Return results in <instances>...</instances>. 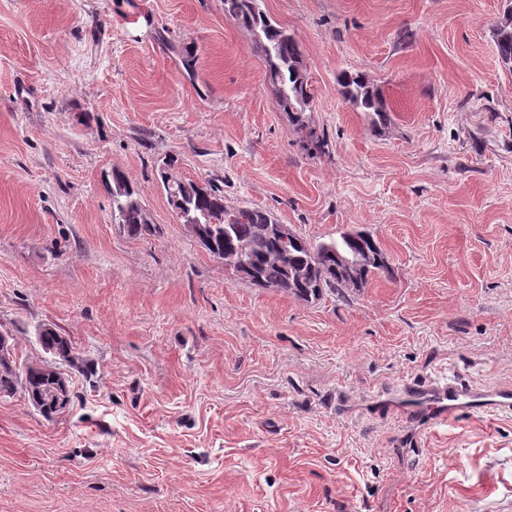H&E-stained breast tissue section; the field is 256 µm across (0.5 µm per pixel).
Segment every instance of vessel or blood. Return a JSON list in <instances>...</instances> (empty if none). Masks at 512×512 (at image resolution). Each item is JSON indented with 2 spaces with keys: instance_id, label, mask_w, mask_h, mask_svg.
Masks as SVG:
<instances>
[{
  "instance_id": "b4317fda",
  "label": "vessel or blood",
  "mask_w": 512,
  "mask_h": 512,
  "mask_svg": "<svg viewBox=\"0 0 512 512\" xmlns=\"http://www.w3.org/2000/svg\"><path fill=\"white\" fill-rule=\"evenodd\" d=\"M406 410L423 426L433 429L451 423L461 411L512 413V391L477 392L453 384L422 390H405L401 396Z\"/></svg>"
}]
</instances>
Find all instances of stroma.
Here are the masks:
<instances>
[{"label": "stroma", "instance_id": "35a3bbf8", "mask_svg": "<svg viewBox=\"0 0 512 512\" xmlns=\"http://www.w3.org/2000/svg\"><path fill=\"white\" fill-rule=\"evenodd\" d=\"M258 5L300 45L326 155L224 0H0V324L71 397L51 420L0 399V512H512V415L422 433L384 403L512 389L506 0ZM170 157L309 239L373 232L390 273L312 303L256 287L169 206ZM115 167L160 236L118 231ZM495 35L502 62L512 67V8H508L495 25ZM340 94L355 110L374 112L383 123L387 118L386 103L382 92L370 86L366 77L359 73L341 71L336 75ZM38 341L41 347L64 361L69 360L72 353L71 344L65 336L49 327H39L37 330Z\"/></svg>", "mask_w": 512, "mask_h": 512}]
</instances>
